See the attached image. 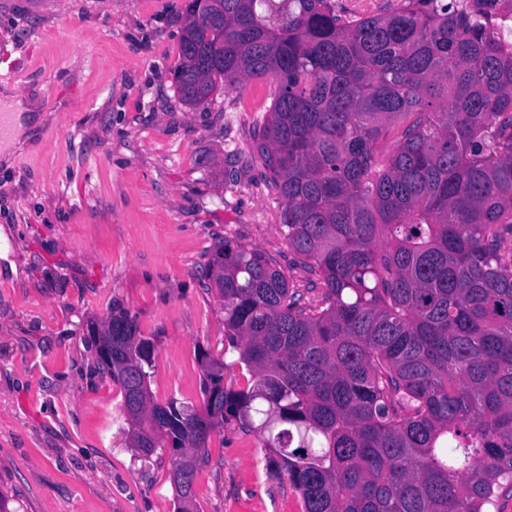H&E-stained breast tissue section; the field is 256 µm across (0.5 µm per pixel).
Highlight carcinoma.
Here are the masks:
<instances>
[{
  "label": "carcinoma",
  "instance_id": "carcinoma-1",
  "mask_svg": "<svg viewBox=\"0 0 512 512\" xmlns=\"http://www.w3.org/2000/svg\"><path fill=\"white\" fill-rule=\"evenodd\" d=\"M510 35L499 0H185L183 103L276 84L254 151L320 296L224 239L206 276L251 384L226 387L203 350L200 408L154 400L157 347L127 310L90 325L129 447L173 458L176 512H196V466L231 419L265 435L303 512H490L512 494Z\"/></svg>",
  "mask_w": 512,
  "mask_h": 512
}]
</instances>
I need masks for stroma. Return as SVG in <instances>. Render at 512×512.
<instances>
[{
	"instance_id": "1",
	"label": "stroma",
	"mask_w": 512,
	"mask_h": 512,
	"mask_svg": "<svg viewBox=\"0 0 512 512\" xmlns=\"http://www.w3.org/2000/svg\"><path fill=\"white\" fill-rule=\"evenodd\" d=\"M184 0H0V87L45 121L0 162V493L9 512H175L172 458L127 448L120 386L87 329L119 306L152 337L155 400L201 406V351L224 382L249 374L224 351L205 269L229 238L263 252L298 293L312 274L280 228L253 135L275 84L258 79L183 104L170 68ZM262 436L228 421L198 463V512H302L266 465Z\"/></svg>"
}]
</instances>
